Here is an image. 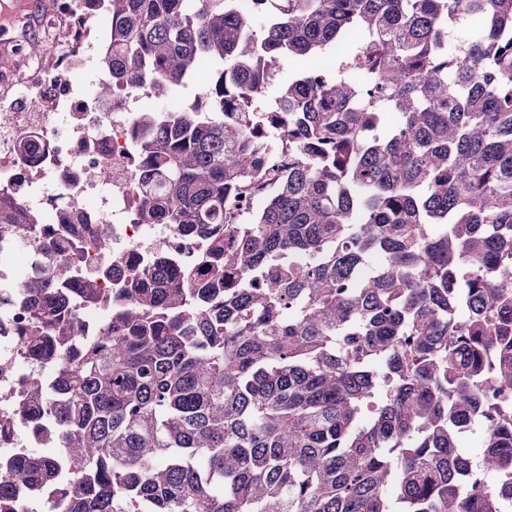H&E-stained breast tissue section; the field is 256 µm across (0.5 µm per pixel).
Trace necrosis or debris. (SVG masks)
<instances>
[{"label":"necrosis or debris","instance_id":"obj_1","mask_svg":"<svg viewBox=\"0 0 512 512\" xmlns=\"http://www.w3.org/2000/svg\"><path fill=\"white\" fill-rule=\"evenodd\" d=\"M107 16V0H52L41 19L43 49L37 55L11 32L0 33V50L16 59L12 69L0 72V99L9 103L8 111L0 112V193L39 213L45 229L34 239L0 237V416L15 414L20 379L44 373L41 362L19 346L17 330L28 306L19 284L40 276L53 243L72 246L74 234L66 221L70 208L112 227V275L101 281L105 290L120 287L126 271L150 267L159 254L176 262L185 252L203 249L169 225L137 224L131 218L139 181L131 162L136 153L133 108L142 92L121 89L101 99L72 78L77 67L85 66L97 81H109V72L96 66L109 36L89 23ZM22 86L32 89L30 99L16 96ZM32 136L42 142V151L22 154L21 143ZM116 158L122 159L121 167H113ZM91 168L98 169V179L86 178ZM100 262L97 252L72 246L56 281L69 286Z\"/></svg>","mask_w":512,"mask_h":512}]
</instances>
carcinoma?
Instances as JSON below:
<instances>
[{"instance_id":"1","label":"carcinoma","mask_w":512,"mask_h":512,"mask_svg":"<svg viewBox=\"0 0 512 512\" xmlns=\"http://www.w3.org/2000/svg\"><path fill=\"white\" fill-rule=\"evenodd\" d=\"M110 13L100 94L199 81L136 115L135 218L205 251L111 300L97 274L53 287L51 249L21 284V345L51 376L22 382L15 423L56 418L64 512H508L512 403L489 392H512V0ZM20 224L41 232L0 198V235ZM92 237L108 251L112 225ZM77 304L107 306L99 335ZM57 471L0 461V512Z\"/></svg>"}]
</instances>
